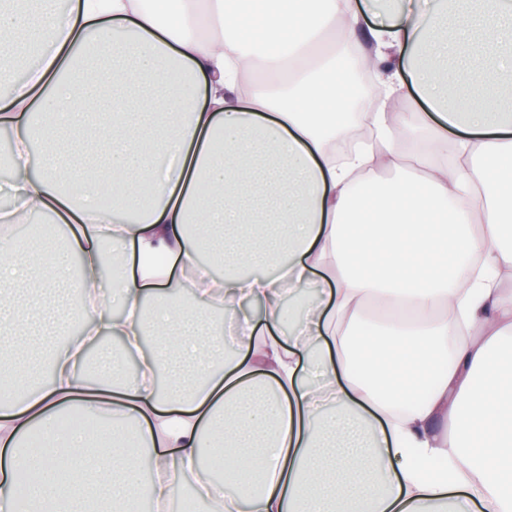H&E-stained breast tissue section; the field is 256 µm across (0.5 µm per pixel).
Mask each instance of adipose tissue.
<instances>
[{"instance_id": "ef3b65f1", "label": "adipose tissue", "mask_w": 512, "mask_h": 512, "mask_svg": "<svg viewBox=\"0 0 512 512\" xmlns=\"http://www.w3.org/2000/svg\"><path fill=\"white\" fill-rule=\"evenodd\" d=\"M177 3L169 23L142 0H67L61 16L0 5L6 218L45 212L80 260L44 258L35 275L20 267L31 248L0 238V269L17 270L0 279V512H70L77 498L83 512H137L144 454L155 503L189 478L207 496V452L233 491L215 512H457L463 494L512 512V371L494 359L512 340L496 277L512 270V184L496 176L512 162V102L475 76L489 51L512 47V0L480 13L454 0L373 27L368 46L357 0H329L323 14L311 0ZM231 25L260 30L270 81L226 39ZM33 50L18 82L9 61ZM107 54L95 78L82 75V60ZM350 54L375 92L360 119L372 146L341 162L331 145L351 128L323 90ZM447 65L464 86L449 107ZM397 99L416 111L392 112ZM66 134L112 178L72 177ZM407 145L421 178L406 171ZM381 171L396 178L375 198ZM318 278L326 298L286 306ZM187 286L234 318L233 354L222 326L201 336L177 298ZM251 301L259 314L244 311ZM74 320L83 342L65 351L17 331L62 334ZM101 336L139 353L136 379L83 372L84 346ZM37 365L48 380L28 383ZM36 430L42 450L21 458ZM26 468L41 480L22 491Z\"/></svg>"}]
</instances>
